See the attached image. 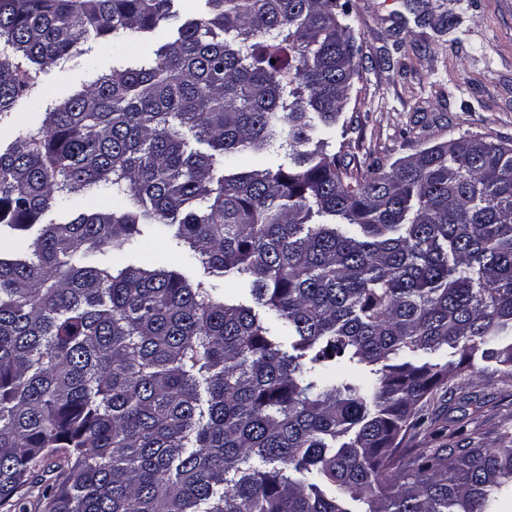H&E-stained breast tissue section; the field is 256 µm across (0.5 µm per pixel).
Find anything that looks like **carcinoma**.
I'll list each match as a JSON object with an SVG mask.
<instances>
[{"label":"carcinoma","instance_id":"carcinoma-1","mask_svg":"<svg viewBox=\"0 0 512 512\" xmlns=\"http://www.w3.org/2000/svg\"><path fill=\"white\" fill-rule=\"evenodd\" d=\"M173 2L0 0V120L42 103L47 61L117 51ZM204 2L0 151V235L74 211L0 256V508L61 448L42 512H349L344 495L489 512L512 487V433L403 443L453 379L421 356L512 369V143L470 135L354 170L313 124L337 125L357 75L345 6ZM276 142L288 163L237 165ZM101 190L119 207L82 210ZM161 227L192 273L104 260ZM226 277L249 278L266 317L227 302Z\"/></svg>","mask_w":512,"mask_h":512}]
</instances>
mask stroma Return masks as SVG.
I'll return each instance as SVG.
<instances>
[{
  "label": "stroma",
  "mask_w": 512,
  "mask_h": 512,
  "mask_svg": "<svg viewBox=\"0 0 512 512\" xmlns=\"http://www.w3.org/2000/svg\"><path fill=\"white\" fill-rule=\"evenodd\" d=\"M347 23L360 47L359 76L341 114L351 167L391 165L416 149L486 133L512 141V0H348ZM176 18L128 40L123 56L93 44L95 69L82 58L43 67L45 103L69 96L112 68L133 63L171 39L181 21L201 17L203 0H175ZM497 439L512 429V375L493 362L441 388L408 448H436L457 426ZM65 464L64 451L33 464L28 512Z\"/></svg>",
  "instance_id": "1"
}]
</instances>
